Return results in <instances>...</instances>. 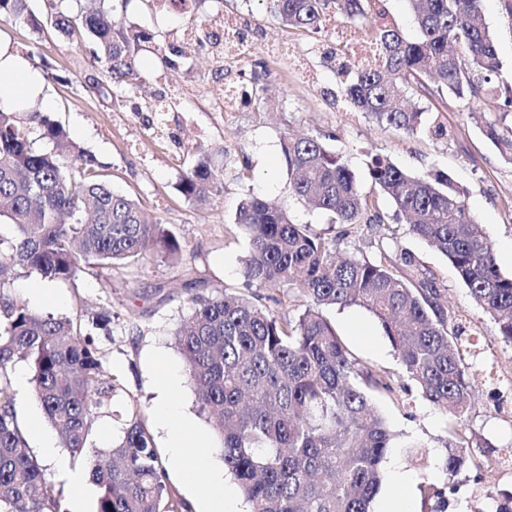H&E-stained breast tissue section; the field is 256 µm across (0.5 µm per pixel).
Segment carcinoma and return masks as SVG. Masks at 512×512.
<instances>
[{
	"mask_svg": "<svg viewBox=\"0 0 512 512\" xmlns=\"http://www.w3.org/2000/svg\"><path fill=\"white\" fill-rule=\"evenodd\" d=\"M31 0H0V17L24 21L41 34L89 35L94 59L106 68L109 93L137 88L143 79L136 47L154 35L116 30L106 20L113 0L77 15L57 6L49 22ZM367 0H268L284 28L322 30L330 16L355 21ZM418 36L396 25L373 30L378 64L351 66L338 49L336 83L342 96L380 125L407 133L447 135L428 122L413 96L451 93L512 111L494 84L500 62L483 17V0H407ZM48 150L29 137L12 112H0V218L14 230L0 238V276L28 270L47 281L98 278L153 252L174 263L175 234L147 220L133 198L112 190L100 162L69 139L46 113L32 111ZM484 135L512 162V135L487 125ZM76 154L68 164L58 148ZM282 150L292 197L332 216L328 231L313 233L292 221L288 208L248 195L235 226L249 238L244 276L258 288H301L309 304L293 320L259 300L224 292L191 298V314L175 346L197 391L200 412L217 424L224 468L237 480L250 512H371L381 488V465L393 433L374 398L394 392L385 371L349 349L325 310L358 307L380 324L405 376L429 403L462 418L475 404L463 352L467 328L450 319L443 289L410 252L394 262L338 259L339 241L363 222L382 223L376 203L354 172L318 137L284 136ZM371 183L389 200L413 234L436 247L457 270L473 301L512 344V276L503 275L492 242L472 215L468 190L440 170L416 176L381 154L367 164ZM223 171L202 156L182 175L178 189L199 206L223 191ZM373 213L365 218L367 213ZM0 279V512H68L46 468L27 448L17 420L8 369L30 362L31 389L59 444L85 459L99 489L96 512H190L167 483L141 408L120 416L112 446L100 449L94 424L112 417L117 382L85 323L106 327L112 312L73 317L38 312ZM448 476L477 465L470 439L449 432ZM447 485L423 481L422 509L443 512Z\"/></svg>",
	"mask_w": 512,
	"mask_h": 512,
	"instance_id": "obj_1",
	"label": "carcinoma"
}]
</instances>
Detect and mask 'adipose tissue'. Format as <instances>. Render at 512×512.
I'll return each mask as SVG.
<instances>
[{
	"instance_id": "adipose-tissue-1",
	"label": "adipose tissue",
	"mask_w": 512,
	"mask_h": 512,
	"mask_svg": "<svg viewBox=\"0 0 512 512\" xmlns=\"http://www.w3.org/2000/svg\"><path fill=\"white\" fill-rule=\"evenodd\" d=\"M0 73L11 78L5 90L0 91V104L13 103L25 97L40 95L42 92L38 81L24 70L19 59L9 48L1 44ZM176 383L177 377L174 373H165L159 395L161 403L157 410L159 422L169 437L173 456L183 461L186 477L195 481L198 496L205 505V512H236L233 496L221 475L208 473L209 477L204 481L198 478L200 472H208V464L204 456L196 452L198 438L189 434L187 428L177 422L168 403L169 394Z\"/></svg>"
}]
</instances>
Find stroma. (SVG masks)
<instances>
[{"label": "stroma", "instance_id": "35a3bbf8", "mask_svg": "<svg viewBox=\"0 0 512 512\" xmlns=\"http://www.w3.org/2000/svg\"><path fill=\"white\" fill-rule=\"evenodd\" d=\"M218 12L248 19L257 39L253 68L266 70L269 83L261 104H250L246 111L227 118L214 111L224 90L219 64L182 36L184 22L200 23ZM483 13L497 39L499 83L512 88V15L504 0H484ZM112 19L125 29L155 35L137 54L143 89L112 102L102 100L95 89L108 77L92 60L91 38L69 39L51 30L40 35L23 22L2 17L0 43L9 46L42 84L43 94L34 100L40 111L60 122L77 144L98 158L114 191L139 200L150 216L175 233L181 258L171 265L151 255L140 265L116 268L101 278L53 283L52 298L38 309L66 316L79 299L95 310L111 309L110 331H95L94 339L121 385L114 408L119 411L128 400L138 401L169 485L189 503L191 512H200L201 505L158 426L157 384L166 370L177 374L170 401L179 418L201 435L208 463L223 468L219 436L198 409L174 333L188 318L193 295L227 289L247 292L242 260L248 239L233 227L245 195L287 204L294 222L309 225L312 231L327 228L329 214L289 194L281 150L284 135L324 136L328 149L349 166L365 192L371 189L367 163L375 153L417 176L436 169L447 172L468 188L469 208L494 246L501 273L510 277L512 259L505 248L512 244V163L484 137L483 129L490 122L511 127L512 113L504 117L481 102L447 94L419 98L418 104L428 119L447 127L448 136L435 139L382 127L334 99L338 86L329 54L312 50L325 42V33L286 30L266 0H177L167 16L158 13L152 0H121ZM283 40L307 50L304 70L286 61L267 63L266 46ZM165 92L178 96L169 115V134L143 137L153 103ZM202 155L224 167V191L205 208L185 200L177 190L181 175ZM378 206L383 223L357 226L341 241L339 252L369 260L384 251L395 259L401 252H412L446 289L450 314L469 326L475 340L465 359L478 399L465 415L462 429L476 443L482 467L447 477L443 466L448 412L425 401L407 380L390 341L370 313L347 308L329 310L328 315L357 357L384 370L395 388L393 394L378 396L375 404L395 433L386 461L406 477L403 491L412 512L420 508L416 486L426 477L447 484V512H495L498 505L512 503V471L499 463L505 449L512 448V347L505 345L494 321L474 304L447 258L411 234L405 220L394 219L391 203L383 199ZM8 375L28 447L38 451L30 426L36 423L45 430L49 424L31 392V367L18 362ZM411 441L420 446L418 457L409 453Z\"/></svg>", "mask_w": 512, "mask_h": 512}]
</instances>
